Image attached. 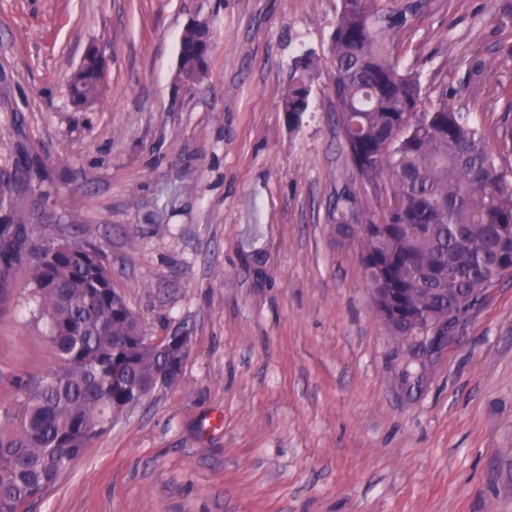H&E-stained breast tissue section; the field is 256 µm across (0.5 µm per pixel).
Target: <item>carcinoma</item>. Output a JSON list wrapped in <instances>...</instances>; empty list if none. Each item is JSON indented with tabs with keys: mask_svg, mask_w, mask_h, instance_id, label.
Masks as SVG:
<instances>
[{
	"mask_svg": "<svg viewBox=\"0 0 512 512\" xmlns=\"http://www.w3.org/2000/svg\"><path fill=\"white\" fill-rule=\"evenodd\" d=\"M413 6L392 0H342L332 35L331 92L359 178L385 198L361 264L377 281L382 265L398 274L404 309L389 333L417 356L427 341L419 325L467 310L506 274H512V183L495 152H512V126L492 147L469 115L447 95L423 109L419 78L391 59L389 36L404 28ZM207 28L181 38L180 72L204 54ZM315 60L294 64L283 111L288 124L310 107ZM105 77L93 57L69 76L73 101L91 104ZM16 175L0 172V297L12 274L28 271L26 300L44 321L57 367L24 387L0 409V512H21L53 486L133 403L176 384L187 359L176 358L135 318L100 251L77 239L32 243L16 203ZM350 199L336 202V232L350 223Z\"/></svg>",
	"mask_w": 512,
	"mask_h": 512,
	"instance_id": "1",
	"label": "carcinoma"
}]
</instances>
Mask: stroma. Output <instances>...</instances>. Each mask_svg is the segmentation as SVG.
Instances as JSON below:
<instances>
[{"label": "stroma", "mask_w": 512, "mask_h": 512, "mask_svg": "<svg viewBox=\"0 0 512 512\" xmlns=\"http://www.w3.org/2000/svg\"><path fill=\"white\" fill-rule=\"evenodd\" d=\"M391 36L424 104L497 144L512 119V0H417ZM341 0H0V172L35 238L98 248L153 336L188 331L179 384L122 413L23 512H512V276L409 359L378 315L337 199L377 220L330 92ZM207 71L186 85L185 29ZM101 95L72 105L89 47ZM312 54L311 105L282 110ZM0 301V405L57 364ZM210 38L207 27L187 28L181 38L180 74L190 72L204 54L203 42Z\"/></svg>", "instance_id": "35a3bbf8"}]
</instances>
